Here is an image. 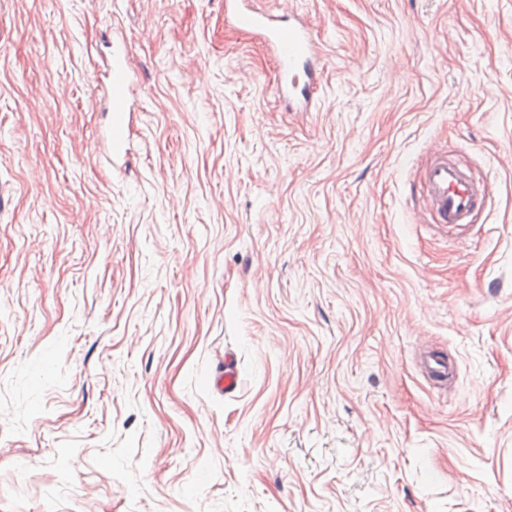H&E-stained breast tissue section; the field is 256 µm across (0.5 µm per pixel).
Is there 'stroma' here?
Here are the masks:
<instances>
[{
  "label": "stroma",
  "instance_id": "35a3bbf8",
  "mask_svg": "<svg viewBox=\"0 0 512 512\" xmlns=\"http://www.w3.org/2000/svg\"><path fill=\"white\" fill-rule=\"evenodd\" d=\"M263 2L317 109L224 0H0V512H512V0ZM256 0H225L226 23L239 31L260 36L271 49L280 92L301 103L295 112H309L316 104L319 73L313 27L307 23L280 25L279 16ZM301 75L306 80L301 82ZM105 82L100 83L98 75L93 73L92 87L101 91L106 101L107 111L111 114V122L100 138V147L112 156V167H125L130 153L127 130L131 123L132 79L131 68L125 57L112 56ZM122 162V165H118ZM424 186L437 224H469L471 215L487 206L486 182L448 157L434 156L424 171ZM240 383V375L235 366L224 363V369L216 372L210 379L211 386L219 392L232 393Z\"/></svg>",
  "mask_w": 512,
  "mask_h": 512
}]
</instances>
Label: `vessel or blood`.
Returning a JSON list of instances; mask_svg holds the SVG:
<instances>
[{
	"label": "vessel or blood",
	"mask_w": 512,
	"mask_h": 512,
	"mask_svg": "<svg viewBox=\"0 0 512 512\" xmlns=\"http://www.w3.org/2000/svg\"><path fill=\"white\" fill-rule=\"evenodd\" d=\"M224 16L230 27L264 40L274 58L280 91L298 98L300 111H310L317 100L319 79L312 26L279 24L277 15L260 7L257 0H224ZM92 87L102 92L111 114L100 147L113 162H126L130 153L127 130L133 111L131 68L126 58L113 57L104 81H93ZM424 186L439 223L447 226L469 223L472 214L487 205L485 182L474 179L456 162L439 155L434 156L424 171ZM239 383V372L229 363L210 380L216 391L224 393L234 392Z\"/></svg>",
	"instance_id": "1"
}]
</instances>
